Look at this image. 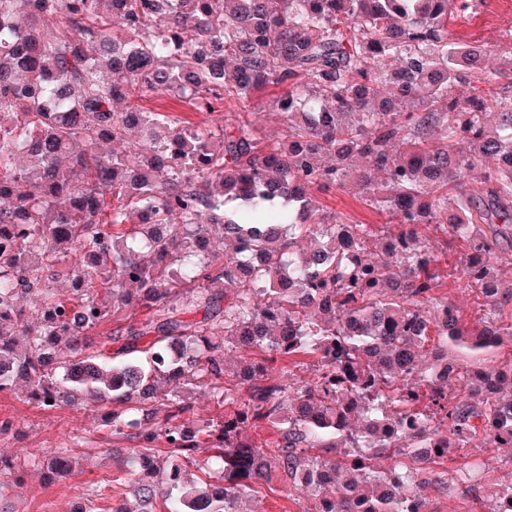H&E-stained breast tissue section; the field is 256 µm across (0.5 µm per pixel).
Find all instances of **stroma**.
Returning a JSON list of instances; mask_svg holds the SVG:
<instances>
[{
  "label": "stroma",
  "mask_w": 512,
  "mask_h": 512,
  "mask_svg": "<svg viewBox=\"0 0 512 512\" xmlns=\"http://www.w3.org/2000/svg\"><path fill=\"white\" fill-rule=\"evenodd\" d=\"M448 29L456 41L488 49L495 64L512 61V44L501 39L503 31L512 29V0H486L477 13L451 20ZM141 105L148 112L174 114L189 129L214 122L213 114L196 111L167 93L147 96ZM311 195L321 212L375 226L385 221L384 215L360 200L358 189L315 188ZM0 420L12 424L10 433L0 437V453L25 473L23 485L0 502L7 512H67L89 485L103 481L111 482L112 499H121L123 474L110 451L124 442L103 426L96 412L72 406L43 409L27 403L22 395L1 393ZM61 448L81 458L82 465L66 481L44 484L36 464ZM456 464L464 479L446 490L427 487L432 512H488L491 499L486 488L512 481V448H465ZM307 506L293 484L278 479L259 487L243 503L245 512H305Z\"/></svg>",
  "instance_id": "obj_1"
}]
</instances>
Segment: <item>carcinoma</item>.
Instances as JSON below:
<instances>
[{"label": "carcinoma", "instance_id": "1", "mask_svg": "<svg viewBox=\"0 0 512 512\" xmlns=\"http://www.w3.org/2000/svg\"><path fill=\"white\" fill-rule=\"evenodd\" d=\"M485 4L0 0V393L80 401L130 443L132 499L106 512H241L275 476L307 512H433L432 466L512 445V67L448 31ZM159 92L222 120L139 107ZM354 182L380 245L309 193ZM429 227L470 251L474 323L432 297ZM228 346L262 356L231 368ZM196 393L225 412L185 422ZM75 468L63 450L42 476ZM490 496L505 512L512 483Z\"/></svg>", "mask_w": 512, "mask_h": 512}]
</instances>
